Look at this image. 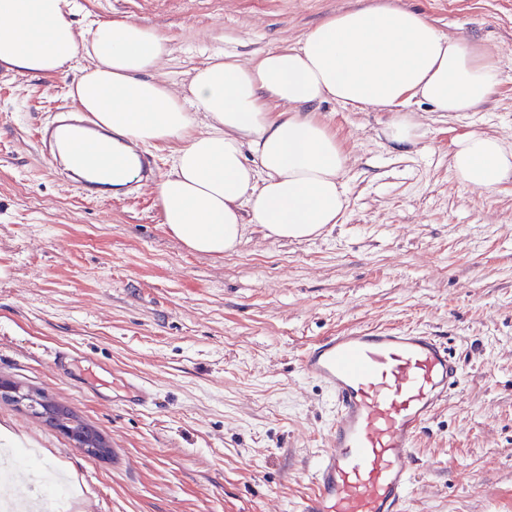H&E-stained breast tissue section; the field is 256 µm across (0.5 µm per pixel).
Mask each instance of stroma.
Masks as SVG:
<instances>
[{"label": "stroma", "instance_id": "35a3bbf8", "mask_svg": "<svg viewBox=\"0 0 512 512\" xmlns=\"http://www.w3.org/2000/svg\"><path fill=\"white\" fill-rule=\"evenodd\" d=\"M377 0H78V29L126 19L170 40L157 71L186 84L204 53L248 59L330 14ZM489 49L490 98L443 116L414 103L420 136L400 151L390 115L319 104L351 157L349 205L315 239L249 227L223 258L190 252L160 222L154 185L89 200L37 139L77 106L74 73L0 66V378L66 404L108 440L93 461L31 410L0 399V428L27 440L14 483L55 470L56 512H295L328 442L335 401L300 354L354 327L414 328L447 341L464 382L417 438L410 512H512V181L463 188L453 140L512 141V0H393ZM67 347V377L48 361ZM138 377L146 409L94 388V363Z\"/></svg>", "mask_w": 512, "mask_h": 512}]
</instances>
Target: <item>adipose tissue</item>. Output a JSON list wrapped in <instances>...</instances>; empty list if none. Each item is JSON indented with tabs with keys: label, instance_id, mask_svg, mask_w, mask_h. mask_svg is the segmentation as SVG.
Masks as SVG:
<instances>
[{
	"label": "adipose tissue",
	"instance_id": "1",
	"mask_svg": "<svg viewBox=\"0 0 512 512\" xmlns=\"http://www.w3.org/2000/svg\"><path fill=\"white\" fill-rule=\"evenodd\" d=\"M77 9V0H0V65L52 75L85 57L72 91L80 108L113 146L174 144L155 187L161 220L188 249L215 257L235 252L252 225L301 241L338 223L350 156L318 116L321 102L390 112L384 137L404 146L420 131L405 112L411 101L470 112L497 84L486 49L381 0L330 14L297 43L251 60L209 54L177 94L155 77L168 38L123 19L80 31ZM451 169L464 187L495 196L512 180V142L462 135Z\"/></svg>",
	"mask_w": 512,
	"mask_h": 512
}]
</instances>
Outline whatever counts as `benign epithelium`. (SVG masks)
<instances>
[{
  "mask_svg": "<svg viewBox=\"0 0 512 512\" xmlns=\"http://www.w3.org/2000/svg\"><path fill=\"white\" fill-rule=\"evenodd\" d=\"M0 396L8 397L17 403H24L29 407L39 406L40 414L52 427L65 433L91 460H101L111 452L109 443L94 427L75 418L70 409L54 401L39 399L33 390H25L11 381L0 378Z\"/></svg>",
  "mask_w": 512,
  "mask_h": 512,
  "instance_id": "obj_1",
  "label": "benign epithelium"
}]
</instances>
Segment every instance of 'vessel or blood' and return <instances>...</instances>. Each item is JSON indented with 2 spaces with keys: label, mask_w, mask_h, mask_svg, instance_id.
Segmentation results:
<instances>
[{
  "label": "vessel or blood",
  "mask_w": 512,
  "mask_h": 512,
  "mask_svg": "<svg viewBox=\"0 0 512 512\" xmlns=\"http://www.w3.org/2000/svg\"><path fill=\"white\" fill-rule=\"evenodd\" d=\"M61 126L96 129L89 113H61L38 133L48 154L57 151ZM300 362L336 409L332 445L317 460L298 512H409L416 438L464 380L447 342L415 329H355L324 337ZM120 387L133 406L153 402L152 390L135 379L121 378Z\"/></svg>",
  "instance_id": "vessel-or-blood-1"
}]
</instances>
